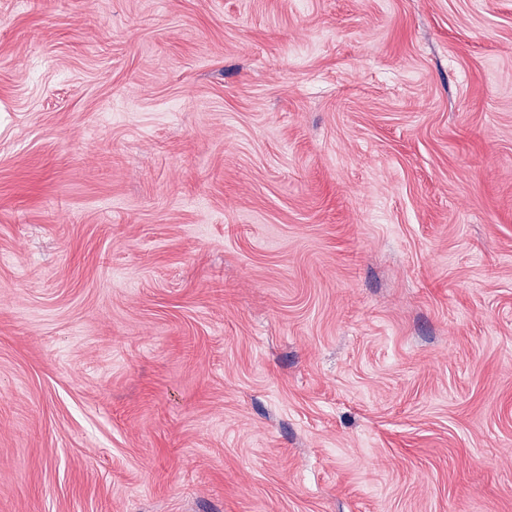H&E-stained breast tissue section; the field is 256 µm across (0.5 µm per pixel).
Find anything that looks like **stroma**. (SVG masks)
Wrapping results in <instances>:
<instances>
[{
    "label": "stroma",
    "instance_id": "stroma-1",
    "mask_svg": "<svg viewBox=\"0 0 512 512\" xmlns=\"http://www.w3.org/2000/svg\"><path fill=\"white\" fill-rule=\"evenodd\" d=\"M0 512H512V0H0Z\"/></svg>",
    "mask_w": 512,
    "mask_h": 512
}]
</instances>
